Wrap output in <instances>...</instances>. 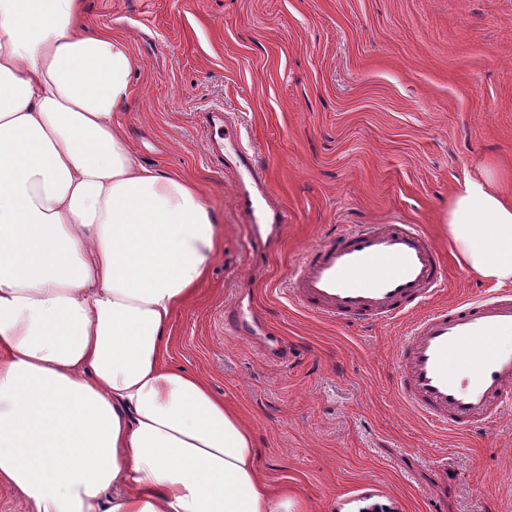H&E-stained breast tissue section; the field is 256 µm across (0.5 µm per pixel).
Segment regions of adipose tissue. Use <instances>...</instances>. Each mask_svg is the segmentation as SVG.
<instances>
[{
    "mask_svg": "<svg viewBox=\"0 0 512 512\" xmlns=\"http://www.w3.org/2000/svg\"><path fill=\"white\" fill-rule=\"evenodd\" d=\"M82 0H0V484L25 512H292L253 434L168 362L219 248L190 178L121 120L140 62ZM467 268L512 282V198L486 170L448 200Z\"/></svg>",
    "mask_w": 512,
    "mask_h": 512,
    "instance_id": "ef3b65f1",
    "label": "adipose tissue"
}]
</instances>
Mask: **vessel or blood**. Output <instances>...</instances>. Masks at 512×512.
Here are the masks:
<instances>
[{
  "mask_svg": "<svg viewBox=\"0 0 512 512\" xmlns=\"http://www.w3.org/2000/svg\"><path fill=\"white\" fill-rule=\"evenodd\" d=\"M205 122L233 153L238 185L258 188L242 193L237 206L253 231L251 245H259L260 226L287 223L288 211H267L271 189L223 107L210 108ZM445 279L437 249L417 225L393 220L357 224L306 249L288 290L301 309L336 322L387 324L412 315L398 345L395 391L429 425L467 431L512 409V298L490 294L428 308ZM224 327L257 333L251 309L238 302L225 306Z\"/></svg>",
  "mask_w": 512,
  "mask_h": 512,
  "instance_id": "vessel-or-blood-1",
  "label": "vessel or blood"
}]
</instances>
